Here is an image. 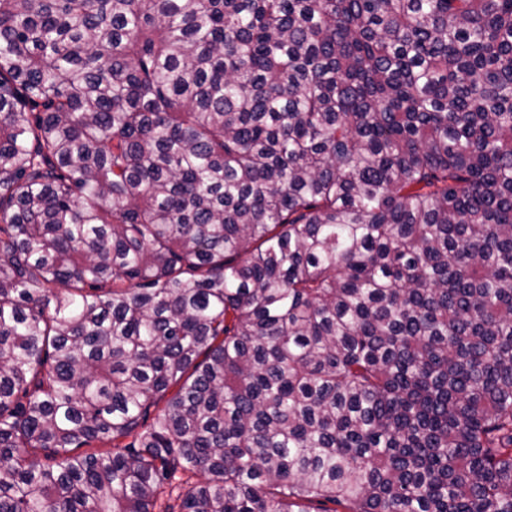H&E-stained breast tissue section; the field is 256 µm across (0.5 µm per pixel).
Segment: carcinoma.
Masks as SVG:
<instances>
[{
  "mask_svg": "<svg viewBox=\"0 0 512 512\" xmlns=\"http://www.w3.org/2000/svg\"><path fill=\"white\" fill-rule=\"evenodd\" d=\"M308 503L512 512V0H0V512Z\"/></svg>",
  "mask_w": 512,
  "mask_h": 512,
  "instance_id": "1",
  "label": "carcinoma"
}]
</instances>
